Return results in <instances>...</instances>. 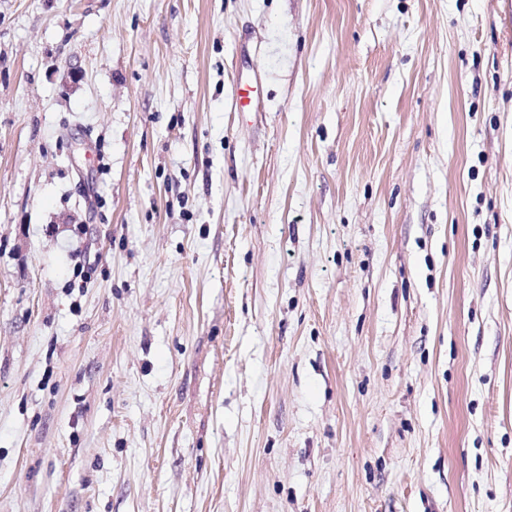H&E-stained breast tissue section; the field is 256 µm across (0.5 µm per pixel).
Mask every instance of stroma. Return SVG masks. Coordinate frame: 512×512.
I'll return each mask as SVG.
<instances>
[{
	"instance_id": "35a3bbf8",
	"label": "stroma",
	"mask_w": 512,
	"mask_h": 512,
	"mask_svg": "<svg viewBox=\"0 0 512 512\" xmlns=\"http://www.w3.org/2000/svg\"><path fill=\"white\" fill-rule=\"evenodd\" d=\"M0 512H512V0H0Z\"/></svg>"
}]
</instances>
